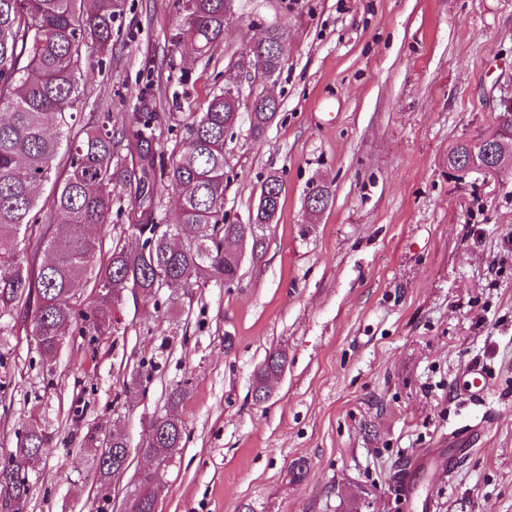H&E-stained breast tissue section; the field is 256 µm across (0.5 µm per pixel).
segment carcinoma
I'll use <instances>...</instances> for the list:
<instances>
[{
  "label": "carcinoma",
  "mask_w": 512,
  "mask_h": 512,
  "mask_svg": "<svg viewBox=\"0 0 512 512\" xmlns=\"http://www.w3.org/2000/svg\"><path fill=\"white\" fill-rule=\"evenodd\" d=\"M90 2L0 0V319L21 312L48 362L73 325L81 336L111 333L129 292L157 308L163 288L169 300H181L209 281L239 277L243 245L263 246L259 231L277 218L285 186L283 175L268 174L252 209L255 223L226 221L225 134L241 112L239 101L217 84L189 111L167 115V126L146 88L136 93L132 112L116 116L108 107L88 123H72L86 95L87 73L112 54L125 10V0ZM229 4L172 0L177 24L171 47L186 43L197 57H207L224 39ZM288 39L284 28L262 27L239 66L273 77L283 68ZM279 109L280 102L254 96L247 113L252 141L262 139ZM176 125L183 134L168 152L161 139ZM165 192L177 211L173 224L157 215ZM125 193L131 196L127 203ZM304 202L316 217L331 204V190L317 186ZM114 223L135 234V247L112 237ZM83 288L92 289L93 299L76 310ZM286 362L281 350L268 354L254 385L264 386L267 373L283 371ZM183 435L182 420L170 411L149 422L142 449L166 459ZM48 441L39 423L28 427L0 462V490L27 501L28 472ZM86 442L94 448L98 484L126 469L121 436L111 434L103 443L93 433ZM138 491V512H156L152 480L140 479Z\"/></svg>",
  "instance_id": "cac0c4a2"
}]
</instances>
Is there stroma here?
Returning <instances> with one entry per match:
<instances>
[{
    "instance_id": "1",
    "label": "stroma",
    "mask_w": 512,
    "mask_h": 512,
    "mask_svg": "<svg viewBox=\"0 0 512 512\" xmlns=\"http://www.w3.org/2000/svg\"><path fill=\"white\" fill-rule=\"evenodd\" d=\"M126 3L82 112L132 111L147 83L171 111L177 65L193 99L218 74L271 91L281 108L263 140L245 120L226 138L224 211L247 223L271 171L283 206L234 287L160 308L127 295L111 334L69 337L49 364L29 328L0 338V460L31 419L52 436L25 512H125L148 422L178 384L185 435L158 512H400L414 458L480 422L432 512H512V158L491 175L448 169L453 144L490 132L486 98L512 88V0H238L208 65L171 49V0ZM268 24L289 33L271 80L236 66ZM315 182L333 203L313 222ZM275 350L288 363L259 404L254 371ZM479 361L493 376L474 404L456 383ZM91 431L129 448L106 501Z\"/></svg>"
}]
</instances>
